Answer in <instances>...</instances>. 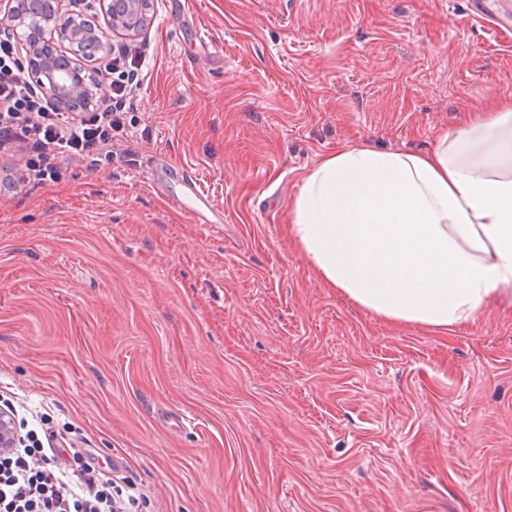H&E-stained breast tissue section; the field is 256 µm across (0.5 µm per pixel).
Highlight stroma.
Listing matches in <instances>:
<instances>
[{
  "label": "stroma",
  "mask_w": 512,
  "mask_h": 512,
  "mask_svg": "<svg viewBox=\"0 0 512 512\" xmlns=\"http://www.w3.org/2000/svg\"><path fill=\"white\" fill-rule=\"evenodd\" d=\"M148 15L132 161L0 192V396L134 482L143 512H512V293L446 331L391 321L285 230L324 156L426 153L512 96V32L467 0ZM162 163L223 223L156 193ZM165 181L177 183L182 187L181 197L177 201L195 224H220L210 220L204 209L211 211L213 205L209 197L201 189L196 178L181 165H169L164 172Z\"/></svg>",
  "instance_id": "stroma-1"
}]
</instances>
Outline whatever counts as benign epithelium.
<instances>
[{
  "mask_svg": "<svg viewBox=\"0 0 512 512\" xmlns=\"http://www.w3.org/2000/svg\"><path fill=\"white\" fill-rule=\"evenodd\" d=\"M38 0H7V8L0 17V26L17 30L24 14L37 6ZM51 8L43 15L40 36L28 43L27 56L30 70L45 80L48 93L56 105L67 112H76L82 102L92 97L90 86L79 78L82 69L79 60L68 56L55 46L54 40L76 44L86 37L83 31L62 28L59 20L64 11L77 4V0H49ZM108 28L96 35L106 45L114 34L140 36L148 30L149 0H101Z\"/></svg>",
  "mask_w": 512,
  "mask_h": 512,
  "instance_id": "1",
  "label": "benign epithelium"
}]
</instances>
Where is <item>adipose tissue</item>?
<instances>
[{
	"mask_svg": "<svg viewBox=\"0 0 512 512\" xmlns=\"http://www.w3.org/2000/svg\"><path fill=\"white\" fill-rule=\"evenodd\" d=\"M288 234L382 317L448 330L512 288V97L428 153L342 148L307 173Z\"/></svg>",
	"mask_w": 512,
	"mask_h": 512,
	"instance_id": "obj_1",
	"label": "adipose tissue"
}]
</instances>
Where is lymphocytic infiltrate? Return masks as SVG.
I'll use <instances>...</instances> for the list:
<instances>
[{
	"label": "lymphocytic infiltrate",
	"mask_w": 512,
	"mask_h": 512,
	"mask_svg": "<svg viewBox=\"0 0 512 512\" xmlns=\"http://www.w3.org/2000/svg\"><path fill=\"white\" fill-rule=\"evenodd\" d=\"M142 55L129 43L110 47L104 91L80 111L61 112L22 64L14 35L0 33V153L20 154L5 184L59 181L75 159L94 167L111 162L127 136ZM74 451L66 438L34 433L0 448V512H138L135 487L119 490L91 456L68 467Z\"/></svg>",
	"instance_id": "lymphocytic-infiltrate-1"
}]
</instances>
